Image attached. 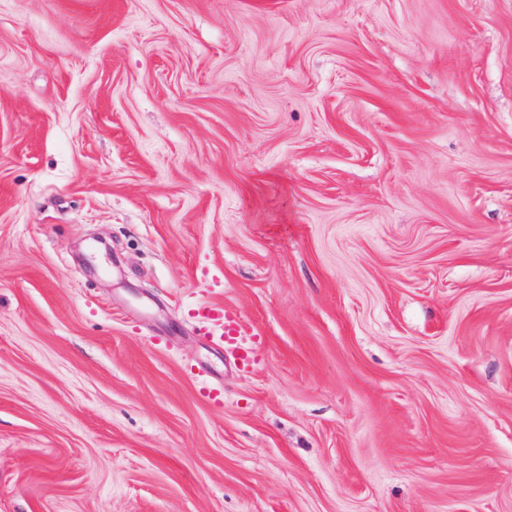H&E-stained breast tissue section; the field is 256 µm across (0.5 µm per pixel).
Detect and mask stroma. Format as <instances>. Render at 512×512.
Returning a JSON list of instances; mask_svg holds the SVG:
<instances>
[{"label":"stroma","mask_w":512,"mask_h":512,"mask_svg":"<svg viewBox=\"0 0 512 512\" xmlns=\"http://www.w3.org/2000/svg\"><path fill=\"white\" fill-rule=\"evenodd\" d=\"M0 512H512V0H0ZM194 314L202 324H213L221 329L220 336L225 342L234 343L233 336L244 333L232 315L221 304H199Z\"/></svg>","instance_id":"stroma-1"}]
</instances>
